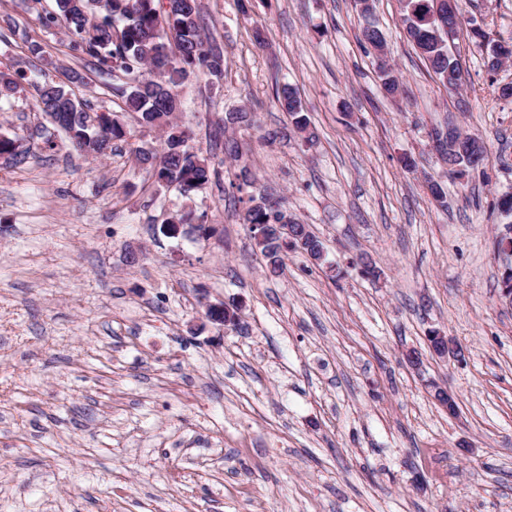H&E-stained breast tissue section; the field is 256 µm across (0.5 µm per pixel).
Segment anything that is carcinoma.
<instances>
[{"label": "carcinoma", "instance_id": "1", "mask_svg": "<svg viewBox=\"0 0 512 512\" xmlns=\"http://www.w3.org/2000/svg\"><path fill=\"white\" fill-rule=\"evenodd\" d=\"M435 0H410L414 18L407 19V37L415 50L427 62L439 81L452 85L460 72L457 60L448 46L431 41V28L423 20L434 9ZM160 0H55V11L42 17L49 27L64 22L70 34L71 48L88 56L93 65L110 74L117 70L127 81L113 86L115 96L122 99L125 110L136 114L149 127L165 129L161 150L138 151L139 164L149 168L157 182L178 188L188 196L213 179L219 171L208 158L188 146L186 128L173 121L177 111L176 89L188 75L200 73L211 79L224 77V56L205 46L200 33L197 0H181L169 11L158 9ZM363 41L375 49H384V37L371 14H361ZM176 33L177 48L167 42V32ZM383 91L392 95L402 90V82L395 70L377 67ZM277 101L287 112L291 124L300 133L307 131L308 121L297 92L284 86ZM37 107L45 114H58L56 131L62 133L75 150L96 160L108 155L112 142L126 137L117 121L95 122L87 112L88 105L74 91L47 83L39 89ZM478 168L470 159L458 156L451 162L448 174L463 178ZM260 205L250 207L246 223L257 234L255 224H263L268 231L263 240L256 241L261 254L272 264L276 273L283 266L280 253L288 249V233L276 232L282 223L277 205L265 197Z\"/></svg>", "mask_w": 512, "mask_h": 512}]
</instances>
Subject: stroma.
<instances>
[{
    "instance_id": "obj_1",
    "label": "stroma",
    "mask_w": 512,
    "mask_h": 512,
    "mask_svg": "<svg viewBox=\"0 0 512 512\" xmlns=\"http://www.w3.org/2000/svg\"><path fill=\"white\" fill-rule=\"evenodd\" d=\"M465 2L488 41L512 43V0ZM198 5L224 78L190 75L179 119L220 179L186 197L136 163L160 138L111 75L69 50L64 23L42 25L54 0H0V70L23 73L0 134L26 153L0 158V512H512V300L496 248L512 218L495 208L512 193V64L490 71L462 25L448 92L400 0H373L404 82L394 99L355 0ZM74 71L77 94L128 132L99 161L36 134L39 87ZM285 85L307 134L278 105ZM446 126L486 143L468 177L433 147ZM245 177L309 226L323 262L296 249L269 273L234 188ZM218 303L238 325L207 318ZM433 330L457 356L431 352Z\"/></svg>"
}]
</instances>
